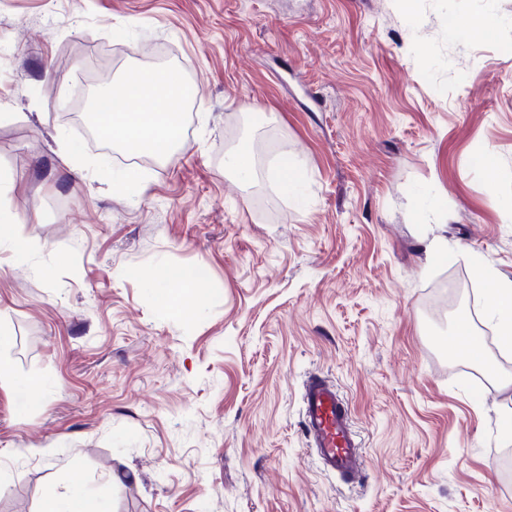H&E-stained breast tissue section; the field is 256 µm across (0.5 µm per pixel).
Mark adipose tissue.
I'll use <instances>...</instances> for the list:
<instances>
[{
  "instance_id": "ef3b65f1",
  "label": "adipose tissue",
  "mask_w": 512,
  "mask_h": 512,
  "mask_svg": "<svg viewBox=\"0 0 512 512\" xmlns=\"http://www.w3.org/2000/svg\"><path fill=\"white\" fill-rule=\"evenodd\" d=\"M193 89L173 70H146L121 79L116 90L104 93L93 102L94 121L99 129L121 147L157 160L166 159L182 142L183 112ZM480 277L488 287L492 304L484 319L492 326L503 350H512V279L489 268H480ZM200 270L182 267H158L149 273L154 296L161 305L172 302L170 284L192 291L203 299ZM449 348L490 377L498 378L504 389L512 388V377H499L494 364L479 351V340L468 316H459L451 330Z\"/></svg>"
}]
</instances>
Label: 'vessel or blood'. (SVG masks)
<instances>
[{
  "instance_id": "vessel-or-blood-1",
  "label": "vessel or blood",
  "mask_w": 512,
  "mask_h": 512,
  "mask_svg": "<svg viewBox=\"0 0 512 512\" xmlns=\"http://www.w3.org/2000/svg\"><path fill=\"white\" fill-rule=\"evenodd\" d=\"M303 425L323 470L344 478L362 474L365 468L361 442L351 427L347 402L320 376L303 383Z\"/></svg>"
}]
</instances>
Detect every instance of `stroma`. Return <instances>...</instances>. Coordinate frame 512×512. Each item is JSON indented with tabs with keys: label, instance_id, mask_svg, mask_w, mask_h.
Returning <instances> with one entry per match:
<instances>
[{
	"label": "stroma",
	"instance_id": "stroma-1",
	"mask_svg": "<svg viewBox=\"0 0 512 512\" xmlns=\"http://www.w3.org/2000/svg\"><path fill=\"white\" fill-rule=\"evenodd\" d=\"M147 69L195 93L183 146L132 165L72 113ZM245 137L251 188L224 167ZM0 172L30 244L0 250V512L71 485L111 512H512V390L459 370L469 302L436 296L512 278V0H0ZM160 265L204 270L193 320ZM311 373L351 405L361 487L307 446Z\"/></svg>",
	"mask_w": 512,
	"mask_h": 512
}]
</instances>
